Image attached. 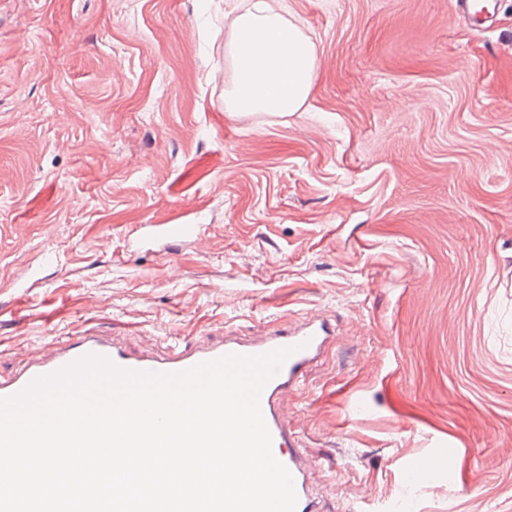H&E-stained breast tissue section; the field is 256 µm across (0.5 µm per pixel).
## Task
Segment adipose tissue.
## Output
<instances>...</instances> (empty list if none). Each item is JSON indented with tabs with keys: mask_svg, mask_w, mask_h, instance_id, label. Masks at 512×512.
<instances>
[{
	"mask_svg": "<svg viewBox=\"0 0 512 512\" xmlns=\"http://www.w3.org/2000/svg\"><path fill=\"white\" fill-rule=\"evenodd\" d=\"M282 0H252L234 20V79L224 102L230 112L298 111L313 87L316 52L284 15Z\"/></svg>",
	"mask_w": 512,
	"mask_h": 512,
	"instance_id": "ef3b65f1",
	"label": "adipose tissue"
}]
</instances>
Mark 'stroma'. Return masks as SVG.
Wrapping results in <instances>:
<instances>
[{
    "instance_id": "1",
    "label": "stroma",
    "mask_w": 512,
    "mask_h": 512,
    "mask_svg": "<svg viewBox=\"0 0 512 512\" xmlns=\"http://www.w3.org/2000/svg\"><path fill=\"white\" fill-rule=\"evenodd\" d=\"M250 3L0 0V378L82 328L138 354L315 310L320 512H512V0H285L317 71L283 115L224 109Z\"/></svg>"
}]
</instances>
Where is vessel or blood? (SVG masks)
Masks as SVG:
<instances>
[{"label": "vessel or blood", "mask_w": 512, "mask_h": 512, "mask_svg": "<svg viewBox=\"0 0 512 512\" xmlns=\"http://www.w3.org/2000/svg\"><path fill=\"white\" fill-rule=\"evenodd\" d=\"M334 339L329 321L315 314L287 330L250 339L228 334L218 344L204 343L192 348L174 345L159 356L150 353L132 356L109 337L85 332L28 352L17 375L0 379V398L18 394L34 380L54 374L88 355L104 357L122 369L168 373L183 371L227 354L261 356L277 349H289L290 354L279 373L262 390L261 410L272 435L273 454L293 476L296 512H318L309 484L313 463L294 440L296 427L288 417L285 403L289 391L300 386L307 368L327 351Z\"/></svg>", "instance_id": "1"}]
</instances>
